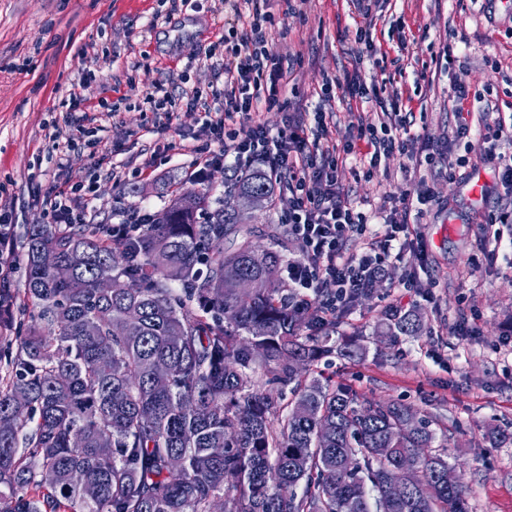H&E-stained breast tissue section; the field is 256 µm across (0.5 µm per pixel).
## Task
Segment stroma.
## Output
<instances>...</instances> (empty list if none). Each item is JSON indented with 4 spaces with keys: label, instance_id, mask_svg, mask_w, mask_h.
<instances>
[{
    "label": "stroma",
    "instance_id": "35a3bbf8",
    "mask_svg": "<svg viewBox=\"0 0 512 512\" xmlns=\"http://www.w3.org/2000/svg\"><path fill=\"white\" fill-rule=\"evenodd\" d=\"M269 9V40L289 63L281 108L254 115L271 131L321 105L332 112V136L341 144L357 124L379 123L382 104L395 99L413 115L412 135L436 145L454 126L458 83L469 91L467 109L484 122L512 116V0H378L368 18L352 0H297L291 11L284 0H269ZM234 20L222 0L176 11L168 0H0V198L10 205L15 241L27 225L52 221L34 197L85 180L101 153L115 175L99 185L94 223L115 224L134 205L158 212L173 191L196 189L197 113L176 107L164 127L144 97L159 84L176 100L187 84L208 91L216 79L206 56ZM366 27L375 44L370 54L358 35ZM380 71L392 78L381 102H323L325 78ZM488 100L496 106L490 114ZM75 119L93 129L97 147L68 143ZM456 154L465 163L453 181L427 166L403 169L398 157L370 172L353 156L340 167L341 188L374 225L388 216L403 220L394 204L420 178L434 177L438 201L418 226L427 256L407 252L404 268L390 270L338 317L336 343L359 334L366 357L334 352L319 366L372 402L435 414L448 428V461L466 483L471 512H512V444L484 437L491 427L512 428V251L475 264L482 224L500 201L491 164L462 144ZM138 167L144 175H135ZM280 219L276 210L253 211L251 240L264 247L278 234L281 255L298 257ZM423 262L435 287H399L404 269ZM391 306L422 313L426 335L396 344L376 335L378 314ZM461 317L471 329L465 336L455 329Z\"/></svg>",
    "mask_w": 512,
    "mask_h": 512
}]
</instances>
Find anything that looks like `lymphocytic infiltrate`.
<instances>
[{
	"instance_id": "obj_1",
	"label": "lymphocytic infiltrate",
	"mask_w": 512,
	"mask_h": 512,
	"mask_svg": "<svg viewBox=\"0 0 512 512\" xmlns=\"http://www.w3.org/2000/svg\"><path fill=\"white\" fill-rule=\"evenodd\" d=\"M244 2L246 26H231L220 39L224 51L208 54L211 69L224 78L223 86L212 88L206 98L186 89L181 100L187 111L203 115L193 147L197 167L221 162L242 171L259 162L279 183L276 206L299 248L298 258L288 263L289 287L310 291L326 313L346 310L389 267L402 263L408 249L421 246V234L406 221L388 218L383 233L373 232L366 214L357 211L341 190L338 169L358 150L372 169L399 155L452 170L459 164L453 149L456 142L478 145L481 159L494 166L504 202L489 219L493 231L483 232L480 239L485 260H496L503 240L501 228L512 226V156L498 154L497 148L500 140L512 142V126L500 119L473 128L463 107L468 91L459 85L454 96L455 128L448 144L427 153L421 152L417 137L410 134L409 113L396 103L380 124L358 125L355 140L342 145L329 142L327 114L320 107L310 120L292 119L283 130L271 133L254 121L253 114L279 105L284 62L268 40L273 23L268 0ZM94 193L90 185L57 190L47 202L48 209L56 223H84L85 207ZM354 239L362 242L355 251L349 247Z\"/></svg>"
}]
</instances>
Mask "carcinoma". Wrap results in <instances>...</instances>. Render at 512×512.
Listing matches in <instances>:
<instances>
[{"mask_svg": "<svg viewBox=\"0 0 512 512\" xmlns=\"http://www.w3.org/2000/svg\"><path fill=\"white\" fill-rule=\"evenodd\" d=\"M228 188L270 199L275 183L255 168ZM209 198L181 194L118 247L102 224L29 225V320L0 384V512H211L216 498L224 512H469L464 482L448 485V428L323 376L336 318L288 287L274 246L258 253L245 234L224 250V227L246 211L220 207L202 224ZM376 329L425 332L410 311ZM398 477L406 492L390 501ZM31 485L46 494L27 496Z\"/></svg>", "mask_w": 512, "mask_h": 512, "instance_id": "carcinoma-1", "label": "carcinoma"}]
</instances>
